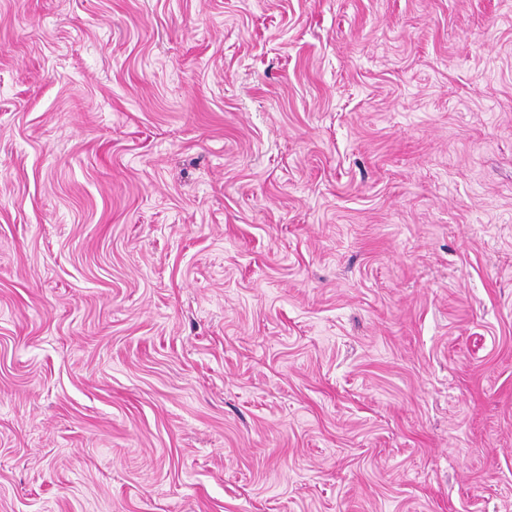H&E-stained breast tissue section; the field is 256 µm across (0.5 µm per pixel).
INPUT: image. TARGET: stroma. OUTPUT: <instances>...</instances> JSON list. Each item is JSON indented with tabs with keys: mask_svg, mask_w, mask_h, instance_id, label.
<instances>
[{
	"mask_svg": "<svg viewBox=\"0 0 512 512\" xmlns=\"http://www.w3.org/2000/svg\"><path fill=\"white\" fill-rule=\"evenodd\" d=\"M0 512H512V0H0Z\"/></svg>",
	"mask_w": 512,
	"mask_h": 512,
	"instance_id": "35a3bbf8",
	"label": "stroma"
}]
</instances>
